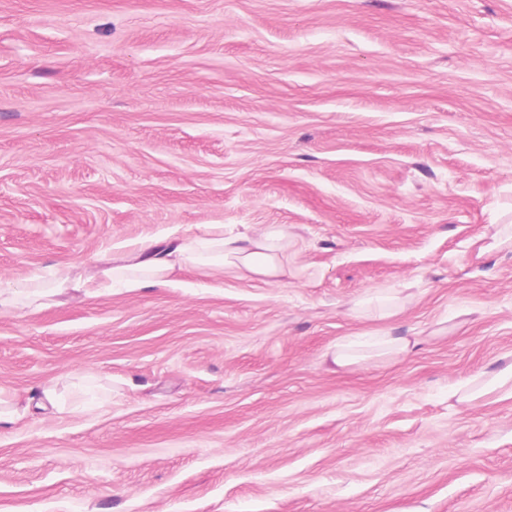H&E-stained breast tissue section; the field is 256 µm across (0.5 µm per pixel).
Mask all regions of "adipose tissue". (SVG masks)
<instances>
[{"label":"adipose tissue","mask_w":512,"mask_h":512,"mask_svg":"<svg viewBox=\"0 0 512 512\" xmlns=\"http://www.w3.org/2000/svg\"><path fill=\"white\" fill-rule=\"evenodd\" d=\"M300 248V240L284 224L233 235L214 225L203 234L148 239L130 249L103 253L91 272L80 273L61 262L54 266L48 282L36 275L0 280V313L48 305L69 289L90 296L112 288H165L172 284L176 272L189 268L232 269L246 277L275 282L288 272L289 250ZM414 347V341L405 336H346L337 341L333 361L346 367L369 359L405 356Z\"/></svg>","instance_id":"obj_1"}]
</instances>
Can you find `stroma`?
<instances>
[{
	"label": "stroma",
	"instance_id": "1",
	"mask_svg": "<svg viewBox=\"0 0 512 512\" xmlns=\"http://www.w3.org/2000/svg\"><path fill=\"white\" fill-rule=\"evenodd\" d=\"M213 224L302 248L0 314V512H512V0H0V279ZM403 302L404 299L391 290L378 291L355 302L353 309L361 316L384 319L394 316ZM416 345L407 336H346L336 341L333 362L346 367L369 359L406 356Z\"/></svg>",
	"mask_w": 512,
	"mask_h": 512
}]
</instances>
